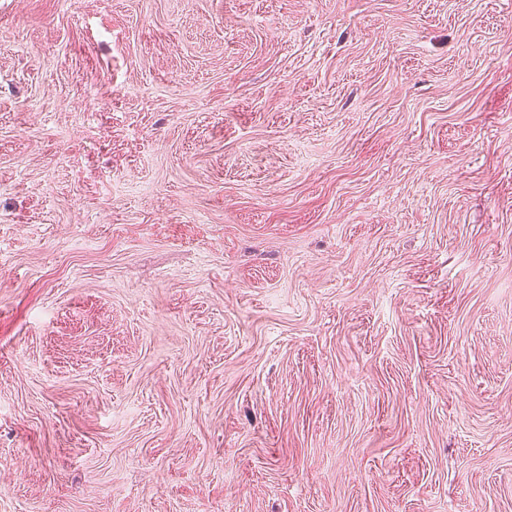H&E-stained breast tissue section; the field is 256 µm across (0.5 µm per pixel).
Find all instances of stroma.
Returning <instances> with one entry per match:
<instances>
[{"label": "stroma", "mask_w": 512, "mask_h": 512, "mask_svg": "<svg viewBox=\"0 0 512 512\" xmlns=\"http://www.w3.org/2000/svg\"><path fill=\"white\" fill-rule=\"evenodd\" d=\"M0 512H512V0H0Z\"/></svg>", "instance_id": "35a3bbf8"}]
</instances>
